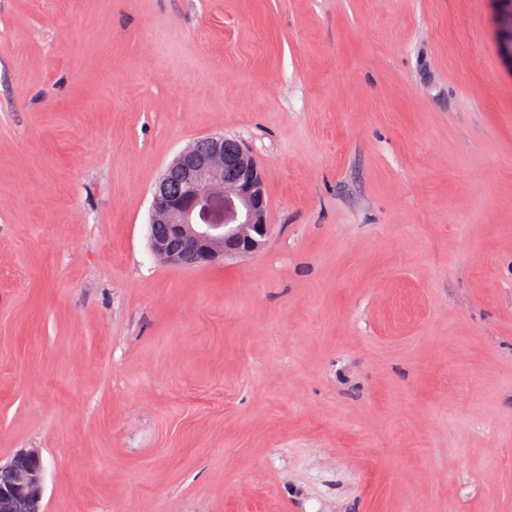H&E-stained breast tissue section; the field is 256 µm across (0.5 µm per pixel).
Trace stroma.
<instances>
[{
    "instance_id": "35a3bbf8",
    "label": "stroma",
    "mask_w": 512,
    "mask_h": 512,
    "mask_svg": "<svg viewBox=\"0 0 512 512\" xmlns=\"http://www.w3.org/2000/svg\"><path fill=\"white\" fill-rule=\"evenodd\" d=\"M269 234L174 267L196 138ZM44 512H512V68L491 0H0V459ZM151 195L150 245L168 265L246 257L268 235L260 166L237 139H196L168 164ZM44 466L41 452L30 448L0 461V512H42Z\"/></svg>"
}]
</instances>
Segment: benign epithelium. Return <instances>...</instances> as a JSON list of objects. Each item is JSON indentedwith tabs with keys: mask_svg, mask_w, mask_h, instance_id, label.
I'll return each instance as SVG.
<instances>
[{
	"mask_svg": "<svg viewBox=\"0 0 512 512\" xmlns=\"http://www.w3.org/2000/svg\"><path fill=\"white\" fill-rule=\"evenodd\" d=\"M511 36L502 44L512 68V10L500 16ZM260 166L238 140L222 134L196 139L168 164L152 189L149 225L154 255L168 265L200 266L246 257L268 235ZM44 466L30 448L0 462V512H42Z\"/></svg>",
	"mask_w": 512,
	"mask_h": 512,
	"instance_id": "benign-epithelium-1",
	"label": "benign epithelium"
}]
</instances>
